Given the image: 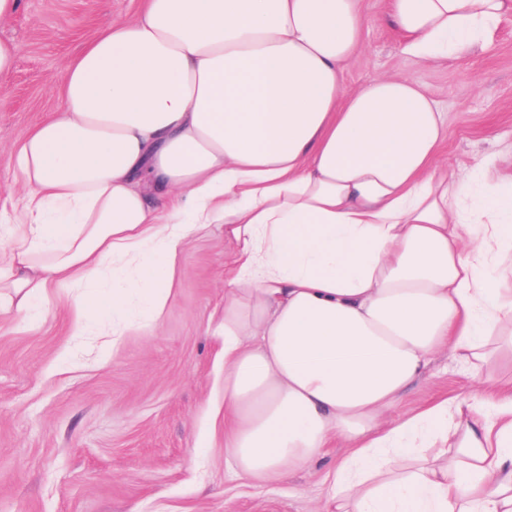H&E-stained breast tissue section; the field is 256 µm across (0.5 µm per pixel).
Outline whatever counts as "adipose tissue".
<instances>
[{
    "mask_svg": "<svg viewBox=\"0 0 512 512\" xmlns=\"http://www.w3.org/2000/svg\"><path fill=\"white\" fill-rule=\"evenodd\" d=\"M402 51L490 45L512 0H389ZM362 0H143L66 67L64 107L11 148L21 221L0 239V313H75L64 363L102 362L163 317L210 225L224 271V451L255 490L319 460L322 512H512V379L393 419L449 352L512 361V173L449 175L423 85L354 88Z\"/></svg>",
    "mask_w": 512,
    "mask_h": 512,
    "instance_id": "1",
    "label": "adipose tissue"
}]
</instances>
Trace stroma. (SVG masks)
Instances as JSON below:
<instances>
[{"label":"stroma","mask_w":512,"mask_h":512,"mask_svg":"<svg viewBox=\"0 0 512 512\" xmlns=\"http://www.w3.org/2000/svg\"><path fill=\"white\" fill-rule=\"evenodd\" d=\"M371 20L364 51L344 73L353 88L381 74L424 85L448 114L442 147L450 173L512 142V21L494 42L453 59L422 63L401 51L387 0H362ZM138 0H22L0 20V41L18 48L0 75V215H13L11 146L63 107L66 65L98 30L132 17ZM224 227L184 249L167 312L148 333L130 330L105 362L66 368L65 297L45 302L39 324L20 333L0 315V512H314L336 445L315 464L255 491L224 464V366L216 324L224 309ZM476 376L438 355L396 414L464 396Z\"/></svg>","instance_id":"35a3bbf8"}]
</instances>
